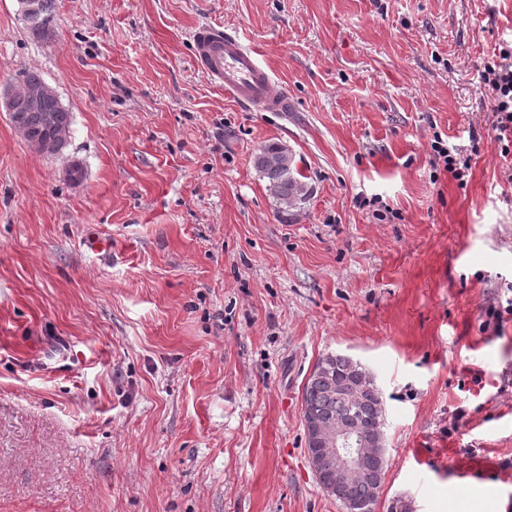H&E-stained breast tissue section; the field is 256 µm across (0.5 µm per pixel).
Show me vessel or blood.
Here are the masks:
<instances>
[{
    "label": "vessel or blood",
    "instance_id": "vessel-or-blood-1",
    "mask_svg": "<svg viewBox=\"0 0 512 512\" xmlns=\"http://www.w3.org/2000/svg\"><path fill=\"white\" fill-rule=\"evenodd\" d=\"M196 62L202 73L234 102L262 112H286L291 103L276 93L259 53L237 34L204 24L192 32Z\"/></svg>",
    "mask_w": 512,
    "mask_h": 512
}]
</instances>
